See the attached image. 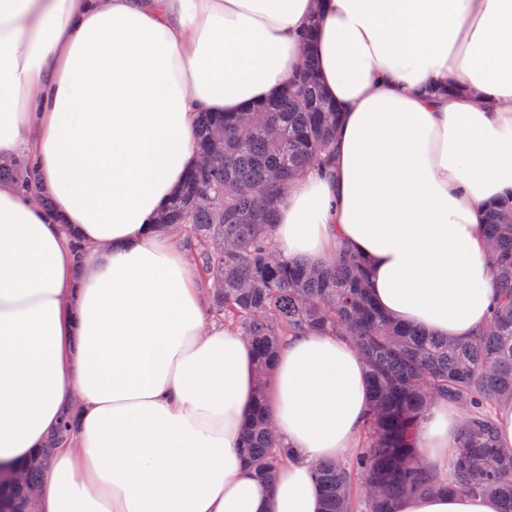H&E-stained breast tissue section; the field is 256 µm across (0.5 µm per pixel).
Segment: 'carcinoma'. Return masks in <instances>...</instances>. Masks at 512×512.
Wrapping results in <instances>:
<instances>
[{"label":"carcinoma","instance_id":"carcinoma-1","mask_svg":"<svg viewBox=\"0 0 512 512\" xmlns=\"http://www.w3.org/2000/svg\"><path fill=\"white\" fill-rule=\"evenodd\" d=\"M337 121L310 67L260 105L201 113L200 161L157 220L181 226L211 311L254 350L260 381L243 442L249 463L271 482L286 459L265 411L279 343L293 334L332 333L363 357L372 397L355 450L313 466L324 512H395L403 498L443 489L490 495L499 512H512V448L498 443L493 414L512 402V196L489 208L484 228L494 273L486 327L456 340L396 322L372 300L360 256L343 251L320 265L288 262L273 246L285 192L320 165ZM34 179L28 160L0 166V183L27 188ZM436 401L464 410L449 474L442 476L422 462L416 444L422 414ZM73 429V417L65 416L42 453L21 466L28 485H40L52 449ZM28 485L4 484L0 509L23 512Z\"/></svg>","mask_w":512,"mask_h":512}]
</instances>
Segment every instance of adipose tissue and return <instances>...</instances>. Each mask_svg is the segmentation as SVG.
<instances>
[{
  "label": "adipose tissue",
  "instance_id": "adipose-tissue-1",
  "mask_svg": "<svg viewBox=\"0 0 512 512\" xmlns=\"http://www.w3.org/2000/svg\"><path fill=\"white\" fill-rule=\"evenodd\" d=\"M308 56L341 117L280 204L278 252L349 248L388 315L475 334L487 205L512 191V0H0V158L36 167L29 193L0 183V463L79 419L39 512H323L312 466L354 448L365 363L338 336L284 340L268 399L288 461L262 482L240 450L252 350L157 223L198 162L197 115L273 96ZM460 429L456 405L426 409L431 469ZM397 512L498 507L439 492Z\"/></svg>",
  "mask_w": 512,
  "mask_h": 512
}]
</instances>
